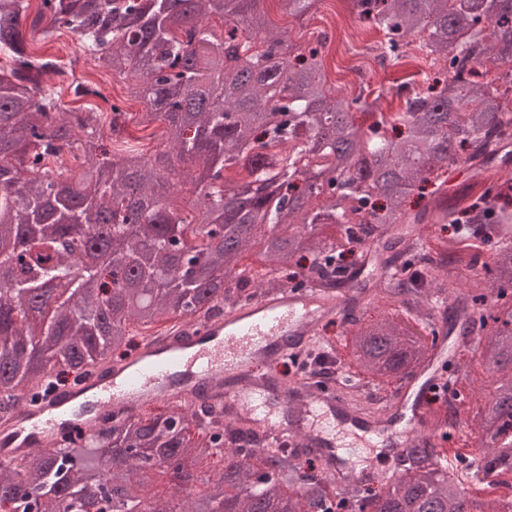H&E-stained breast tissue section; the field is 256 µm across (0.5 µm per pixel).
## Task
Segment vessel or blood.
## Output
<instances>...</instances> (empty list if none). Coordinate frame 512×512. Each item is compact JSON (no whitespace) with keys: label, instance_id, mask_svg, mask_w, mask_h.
I'll return each instance as SVG.
<instances>
[{"label":"vessel or blood","instance_id":"1","mask_svg":"<svg viewBox=\"0 0 512 512\" xmlns=\"http://www.w3.org/2000/svg\"><path fill=\"white\" fill-rule=\"evenodd\" d=\"M341 306V299L322 291L287 288L281 295L262 296L255 305L204 324L168 328L144 341L134 370L101 368L90 375L86 384L94 394L92 416L70 417L67 406L74 399L73 390L63 387L24 408L26 429L38 436L40 447L59 445L77 431L96 427L99 417L131 403L191 399V392L170 386L181 376L220 385L225 404L238 403L249 414L259 415L274 438L314 449L328 471L354 462V451L340 441L344 435L386 450L393 459L415 442L432 440L426 425L435 409L432 397L446 385L442 366L457 341L441 320L435 324L424 369L405 381L382 413L368 416L355 411L341 394L330 390L280 382L269 391L254 383L255 360L279 362L289 343L302 345L317 336Z\"/></svg>","mask_w":512,"mask_h":512}]
</instances>
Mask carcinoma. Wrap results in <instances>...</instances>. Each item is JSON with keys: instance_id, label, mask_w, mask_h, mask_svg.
<instances>
[{"instance_id": "cac0c4a2", "label": "carcinoma", "mask_w": 512, "mask_h": 512, "mask_svg": "<svg viewBox=\"0 0 512 512\" xmlns=\"http://www.w3.org/2000/svg\"><path fill=\"white\" fill-rule=\"evenodd\" d=\"M0 0V264L13 276L0 281V413L17 411L34 387L83 374L94 363L121 361L131 349L129 326H149L196 304L206 320L295 281L344 299L348 338L346 372L376 386L402 382L425 363L424 334L449 312L460 326L459 346L476 348L493 375L482 409L462 433L463 457L447 449L413 446L373 487L359 480L337 485L315 472L309 448L272 442L258 448L261 431L226 419L224 405L199 387L194 404L139 412L122 423L106 417L84 444L0 461V512L19 509L18 488L34 497L36 512H113V499L133 501L142 489L138 461L178 453L193 466L211 461L214 441L235 463L205 470L188 495L221 501L220 512H505L512 496L494 476L512 471V178L501 175L512 156V0H351L361 22L383 33L378 49L400 61L401 41L419 38V50L448 64L433 78L440 91H416L397 112L349 97L328 83L324 41L314 47L274 33L260 0ZM222 22L216 32L210 21ZM49 37L64 26L78 35L97 66L135 77L143 99L139 123L165 125L169 150L151 158L127 147L109 153L104 131L117 137L126 122L119 106L59 111L46 78L63 73L53 59L29 51L23 26ZM499 68L488 77L478 67ZM197 166L201 187L194 218L170 207L172 158ZM471 171L462 191L448 193V173ZM258 184L248 203L235 199ZM429 205L414 213L402 203L428 186ZM91 233L77 241L72 226ZM224 248L213 249L217 231ZM491 245V262L479 263ZM380 250L388 268L372 284L341 278L345 254ZM90 251L121 253L79 268ZM420 261L427 284L406 271L405 254ZM468 276L476 289L445 296ZM148 286L151 307L124 301L125 282ZM99 289L83 294L85 281ZM47 288L69 294L53 318L36 322L33 301ZM422 308L411 325L395 311L362 320L381 303ZM123 308L121 327L112 305ZM59 368L41 377L30 366V337ZM350 399L380 410L390 396L367 397L340 377ZM451 400L435 428L456 426ZM128 463L120 486L102 481L103 459ZM483 490H469L472 480Z\"/></svg>"}]
</instances>
